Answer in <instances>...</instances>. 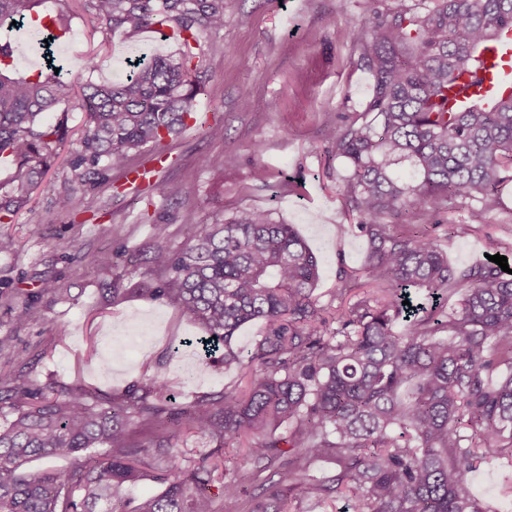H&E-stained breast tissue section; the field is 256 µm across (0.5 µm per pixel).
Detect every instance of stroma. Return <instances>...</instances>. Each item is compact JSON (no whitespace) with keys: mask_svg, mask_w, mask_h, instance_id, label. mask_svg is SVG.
I'll return each mask as SVG.
<instances>
[{"mask_svg":"<svg viewBox=\"0 0 512 512\" xmlns=\"http://www.w3.org/2000/svg\"><path fill=\"white\" fill-rule=\"evenodd\" d=\"M367 9L368 0H224L223 31L202 38L219 66L201 69L197 109L226 133L215 138L192 125L166 139L167 163L151 185H134L113 173L96 189L110 228L97 219L71 222L56 209L55 197L72 185L69 165L58 159L34 194L32 213L0 225L18 243L14 252L0 253V336L12 340L11 349L0 352V370L26 371L41 385H83L104 399L161 374L184 406L236 381L221 357L201 360L189 350L172 357L174 347L202 329L149 293L158 283L144 273L154 245L150 221L163 218L164 244L176 251L184 243L180 216L189 209L205 224L261 209L293 225L318 259L315 295L320 305H333L340 269L360 267L366 242L343 204L344 167L329 158L323 126L331 115L362 110L371 93V73L347 26L348 18ZM330 17L335 27H326ZM69 26V40L58 50L79 84L120 81L131 57L178 49L173 39L116 35L89 73L81 67L89 48L84 17L71 16ZM273 101L278 111H270ZM224 154L235 155L236 162L219 175L208 161ZM259 164L269 170L268 182L253 179ZM283 181L288 189H280ZM440 221L460 227L455 236L439 239L455 268L483 259L484 234L512 247V184L484 224L472 226L464 205L441 214ZM104 254L112 257L111 270L97 264ZM117 274L125 291L114 295L109 285ZM47 282L54 293H43ZM24 309L29 315L23 319ZM60 326L66 329L62 340L56 337ZM185 366L195 370L192 382L181 378ZM470 489L491 512H506L512 506V462L481 465Z\"/></svg>","mask_w":512,"mask_h":512,"instance_id":"35a3bbf8","label":"stroma"}]
</instances>
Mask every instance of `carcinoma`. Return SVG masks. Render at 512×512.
<instances>
[{"mask_svg":"<svg viewBox=\"0 0 512 512\" xmlns=\"http://www.w3.org/2000/svg\"><path fill=\"white\" fill-rule=\"evenodd\" d=\"M0 0V154L13 171L0 182V223L28 209L43 175L69 142L67 121L84 125L71 152L74 187L62 212L97 213L96 186L198 122L202 34L224 30V0ZM88 17L105 40L160 23L179 50L130 64L123 82L78 88L51 52L37 71L7 62L16 37L47 17V39L69 32L65 12ZM512 23V0H369L348 21L373 78L361 112L325 127L328 154L345 164L342 198L367 242L360 268L341 270L381 296L329 311L314 296L317 257L290 224L262 210L201 224L181 221L184 247L163 245L153 223L151 289L203 328L195 348L224 352L246 386L226 385L183 408L159 375L101 402L81 386H40L0 371V512H112L146 468L166 488L132 512H301L348 491L354 512H486L470 490L483 461L512 458V274L486 260L455 271L426 226L458 202L474 221L499 209L512 182V92L488 107L448 108L460 74L479 79L482 52ZM59 72H54V69ZM81 197H76V194ZM454 304L449 299L456 293ZM409 304H403V301ZM259 321L250 351L237 331ZM192 432L218 448H248L252 470L215 479L224 460L178 466ZM326 458L335 474L310 465ZM32 459L43 470L20 474ZM66 459V470L55 461Z\"/></svg>","mask_w":512,"mask_h":512,"instance_id":"obj_1","label":"carcinoma"}]
</instances>
